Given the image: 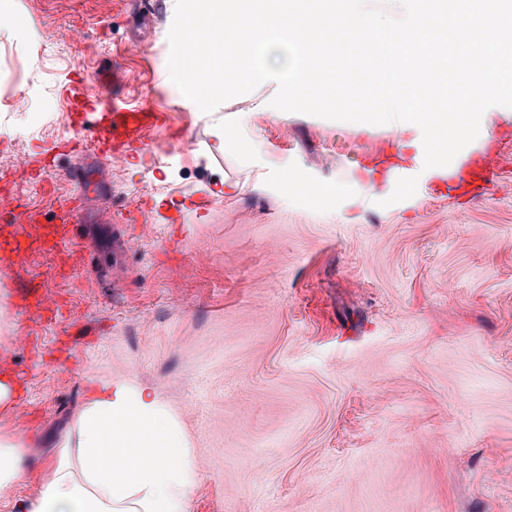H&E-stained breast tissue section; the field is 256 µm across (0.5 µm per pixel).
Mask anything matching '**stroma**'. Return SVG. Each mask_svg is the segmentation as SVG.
<instances>
[{"instance_id": "35a3bbf8", "label": "stroma", "mask_w": 512, "mask_h": 512, "mask_svg": "<svg viewBox=\"0 0 512 512\" xmlns=\"http://www.w3.org/2000/svg\"><path fill=\"white\" fill-rule=\"evenodd\" d=\"M175 3L19 0L25 23L0 30V79L31 104L0 108V185L42 215L96 188L75 251L0 260L17 387L0 431L34 444L0 512H25L90 379L111 376L177 413L201 467L191 512H512V108H488L472 143L495 182L439 197L431 171L366 164L420 150L418 126L281 111L272 81L203 113L169 76ZM117 68L192 151L159 131L146 154L84 144L45 167L73 136L62 86L78 72L107 94ZM26 290L56 315L22 318Z\"/></svg>"}]
</instances>
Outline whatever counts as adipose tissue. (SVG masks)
Instances as JSON below:
<instances>
[{
  "instance_id": "1",
  "label": "adipose tissue",
  "mask_w": 512,
  "mask_h": 512,
  "mask_svg": "<svg viewBox=\"0 0 512 512\" xmlns=\"http://www.w3.org/2000/svg\"><path fill=\"white\" fill-rule=\"evenodd\" d=\"M23 432H0V495L22 475ZM200 477L185 431L135 379L96 383L28 512H189Z\"/></svg>"
}]
</instances>
